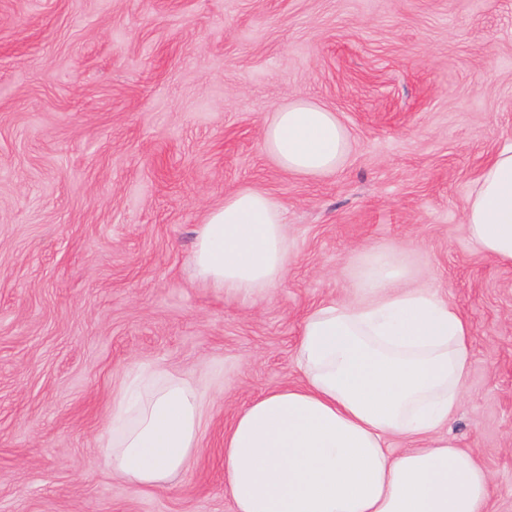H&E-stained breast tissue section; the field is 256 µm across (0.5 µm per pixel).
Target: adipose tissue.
I'll return each instance as SVG.
<instances>
[{
	"instance_id": "adipose-tissue-1",
	"label": "adipose tissue",
	"mask_w": 512,
	"mask_h": 512,
	"mask_svg": "<svg viewBox=\"0 0 512 512\" xmlns=\"http://www.w3.org/2000/svg\"><path fill=\"white\" fill-rule=\"evenodd\" d=\"M265 151L285 172L318 178L350 148L336 113L305 99L263 124ZM471 242L512 265V146L483 167L467 198ZM292 247L287 209L269 192L228 193L195 230V275L225 296L253 299L281 283ZM396 256L353 273L348 300L304 317L300 382L267 391L224 428L221 466L233 512H491L493 480L449 435L466 389L470 325L436 291L406 288ZM201 398L187 380L139 372L112 401V470L163 486L198 446ZM407 448L393 450L392 440Z\"/></svg>"
}]
</instances>
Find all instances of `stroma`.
Masks as SVG:
<instances>
[{
	"instance_id": "stroma-1",
	"label": "stroma",
	"mask_w": 512,
	"mask_h": 512,
	"mask_svg": "<svg viewBox=\"0 0 512 512\" xmlns=\"http://www.w3.org/2000/svg\"><path fill=\"white\" fill-rule=\"evenodd\" d=\"M336 112L335 172L281 171L272 112ZM512 145V0H0V512H232L224 423L297 380L315 304L387 249L470 324L450 432L512 512V265L471 243L466 196ZM252 187L296 254L260 299L192 271L194 232ZM150 367L205 399L188 471L140 490L103 443Z\"/></svg>"
}]
</instances>
